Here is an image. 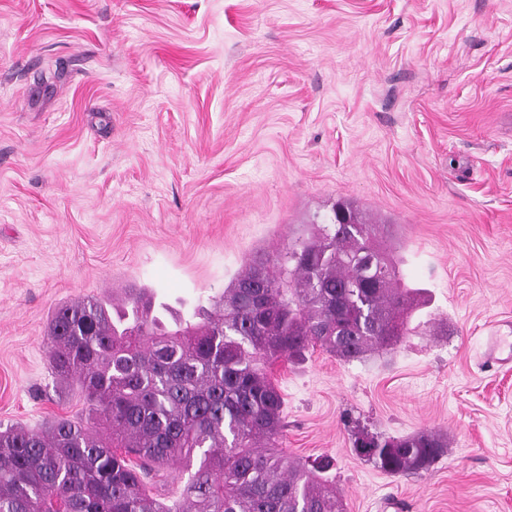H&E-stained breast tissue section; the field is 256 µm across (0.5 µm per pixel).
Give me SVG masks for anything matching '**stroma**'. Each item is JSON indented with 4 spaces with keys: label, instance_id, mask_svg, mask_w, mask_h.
Segmentation results:
<instances>
[{
    "label": "stroma",
    "instance_id": "stroma-1",
    "mask_svg": "<svg viewBox=\"0 0 512 512\" xmlns=\"http://www.w3.org/2000/svg\"><path fill=\"white\" fill-rule=\"evenodd\" d=\"M425 306L394 351L273 370L282 446L346 512H512V0H0V424L80 418L54 311L149 289L198 322L336 203ZM435 430L393 477L358 434ZM512 336H502L500 331H492L486 336V362L503 364L512 359Z\"/></svg>",
    "mask_w": 512,
    "mask_h": 512
}]
</instances>
